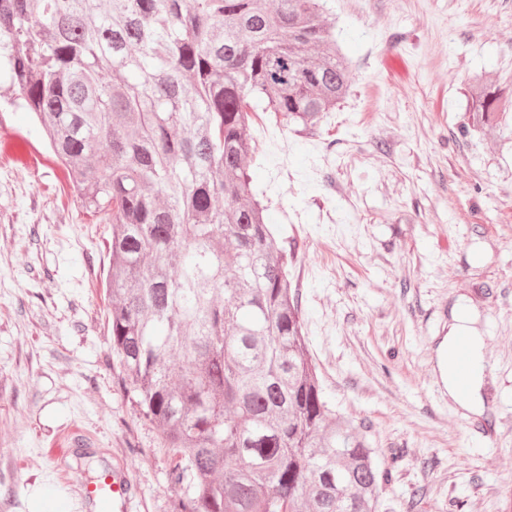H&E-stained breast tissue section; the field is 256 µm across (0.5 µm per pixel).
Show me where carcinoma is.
Listing matches in <instances>:
<instances>
[{
  "instance_id": "obj_1",
  "label": "carcinoma",
  "mask_w": 512,
  "mask_h": 512,
  "mask_svg": "<svg viewBox=\"0 0 512 512\" xmlns=\"http://www.w3.org/2000/svg\"><path fill=\"white\" fill-rule=\"evenodd\" d=\"M324 0H0L12 104L112 223V357L161 431L177 512H377L381 469L336 414L245 160L253 106L317 127L350 72ZM503 92L471 91L472 125Z\"/></svg>"
}]
</instances>
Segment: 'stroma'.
Listing matches in <instances>:
<instances>
[{"instance_id": "35a3bbf8", "label": "stroma", "mask_w": 512, "mask_h": 512, "mask_svg": "<svg viewBox=\"0 0 512 512\" xmlns=\"http://www.w3.org/2000/svg\"><path fill=\"white\" fill-rule=\"evenodd\" d=\"M351 71L315 130L255 108L249 160L317 377L392 464L378 512H512V103L471 130V84L512 87V0H328ZM0 79V512H94L123 470L128 512L180 494L156 425L112 365L108 243ZM477 319L484 407L436 373L455 302ZM499 486V495L490 487ZM133 485L121 472L103 471L101 481L85 485V495L102 512H127Z\"/></svg>"}]
</instances>
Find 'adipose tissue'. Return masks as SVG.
<instances>
[{
  "label": "adipose tissue",
  "instance_id": "adipose-tissue-1",
  "mask_svg": "<svg viewBox=\"0 0 512 512\" xmlns=\"http://www.w3.org/2000/svg\"><path fill=\"white\" fill-rule=\"evenodd\" d=\"M466 340L469 347V383L466 392H459L454 369L450 361L459 340ZM438 367L441 380L451 398L466 410L477 407L481 402L484 373L483 338L476 327V318L465 304H457L453 323L439 348Z\"/></svg>",
  "mask_w": 512,
  "mask_h": 512
}]
</instances>
